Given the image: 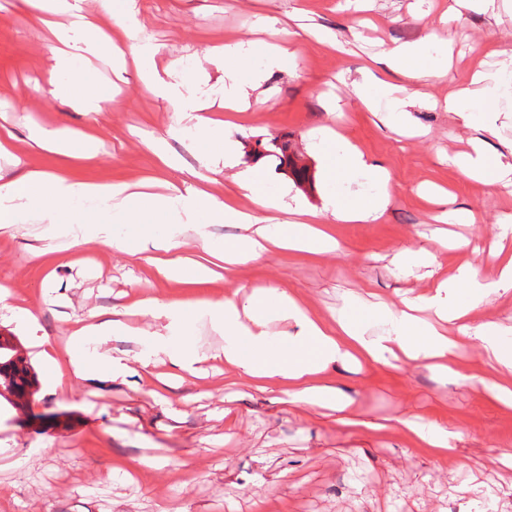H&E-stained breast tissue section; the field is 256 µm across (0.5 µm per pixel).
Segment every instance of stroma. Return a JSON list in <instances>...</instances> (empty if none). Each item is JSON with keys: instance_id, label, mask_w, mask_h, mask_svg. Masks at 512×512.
<instances>
[{"instance_id": "35a3bbf8", "label": "stroma", "mask_w": 512, "mask_h": 512, "mask_svg": "<svg viewBox=\"0 0 512 512\" xmlns=\"http://www.w3.org/2000/svg\"><path fill=\"white\" fill-rule=\"evenodd\" d=\"M453 0H116L132 9L165 55L179 58L189 90L210 99L217 117L235 124L238 167L266 157L267 189L288 192L304 206L322 209L337 191L324 175L318 153L320 128L339 130L373 163L392 175L393 202L382 219L369 224L327 220L342 250L330 255L274 252L258 265L238 266L229 280L192 286L155 279L134 252L146 231L158 232L167 216L142 210L138 223L125 224L127 252L103 247L78 254L43 248L38 224L0 232V285L25 300L38 321L24 326L0 311V337L37 375L36 392L24 408L0 397V512H512V467L496 463L512 447V410L497 405L483 381L498 374L476 346L458 364L460 380H446L424 368L391 369L371 364L336 367L337 388L354 401L362 419L346 427L311 410L292 413L247 386L236 385L222 361H210L203 376L188 378L166 392L149 395L136 374L113 377L100 368L74 376L65 363L37 358L34 343L48 337L63 344L70 320L122 307L150 295L181 302L189 312L190 334L201 351L218 350L224 339L206 319L194 316L196 302L220 300L238 287L273 284L287 289L323 318L346 299L398 301L407 290L430 287L429 279L404 275L394 264L403 249L432 253L443 269L472 266L486 275L496 225L512 219V194H493L449 166V153L467 149L475 131L452 112L413 107L408 122L416 136L369 110L352 81L392 83L409 93L443 100L467 85L478 68L497 69V54L512 53V10L491 15L479 8L448 14ZM292 29L287 63L267 70L264 48L271 30ZM49 34L35 25L20 0H0V124L16 136L24 168L62 173L76 181L112 180L136 184L147 178L185 188L199 186L196 173L207 151L205 140L173 131V112L161 96L146 92L135 71L114 78L110 67L75 62L86 83L107 100L89 118L47 91L52 65ZM249 43L247 71L266 72L257 99L243 112H226L220 73L205 61L213 44ZM424 43L448 53V74L405 80L382 60L393 46ZM46 125L77 132L72 152L60 155L34 147L33 128ZM95 126L99 141L81 139ZM163 137L177 164L162 167L146 142ZM287 138L304 155L305 183H296L268 153L273 138ZM96 151L97 161L82 160ZM434 183L450 189L459 208L477 212L476 224L436 222V204L420 188ZM467 238L470 248L448 251L440 235ZM140 338L112 334L89 341L97 352L132 359L149 346L162 325L137 316ZM57 414L54 423L38 421ZM417 415L454 425L462 433L461 469L412 447L396 419ZM386 423L369 430L368 422ZM156 458L153 466L145 458Z\"/></svg>"}]
</instances>
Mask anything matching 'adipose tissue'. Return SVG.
I'll return each mask as SVG.
<instances>
[{
    "instance_id": "ef3b65f1",
    "label": "adipose tissue",
    "mask_w": 512,
    "mask_h": 512,
    "mask_svg": "<svg viewBox=\"0 0 512 512\" xmlns=\"http://www.w3.org/2000/svg\"><path fill=\"white\" fill-rule=\"evenodd\" d=\"M30 17L45 23L47 15L64 14L69 19L65 29H54L55 41L49 50L53 65L46 75L50 93L68 99L86 114L102 111L103 99L88 89L80 76L71 74L76 57H108L115 70L134 66L145 88L164 96L177 121L192 124L206 139L212 150L200 160L208 171L218 165H233L238 143L224 121L210 116L209 101L186 89L178 59L163 55L161 49L143 45L138 40L141 27L136 16L113 14L112 0H23ZM110 17L108 28H101L102 17ZM243 44H227L207 49L205 55L224 63V75L230 80L224 90V106L233 111L245 110L249 84H261L262 75L252 83L239 80L238 71L246 56ZM388 66L410 79L441 75L426 45L393 47L386 51ZM512 76V57L502 61L498 70L478 71L472 76L479 84L477 101L460 89L449 93L445 110L463 115L477 110L487 118L484 133H495L491 119L501 113L507 76ZM355 94L370 109L385 108L392 116H405L413 96L402 86L384 84L379 94H371L367 84L355 86ZM326 145L325 166L339 190L324 211L288 207L282 198L264 190V178L256 168L236 173L223 196H215L203 188L183 192L169 184L163 195L145 198L148 209L167 214L172 232L144 237L140 251L149 273L163 280H177L189 285L212 282L216 265L225 274L237 266L261 263L274 250H300L314 254L340 251L336 238L320 226L323 215L342 223L368 224L379 220L392 198L391 176L386 167L368 163L353 143L333 128L321 132ZM471 149L451 156L450 162L467 178L483 183L492 190L512 189V162L503 154L488 153L483 136L472 138ZM367 176L380 186L373 197H365L355 189L359 176ZM251 200L253 207L245 211L236 203L238 197ZM129 186L109 180L74 182L60 174L30 169L19 176L0 174V229L15 224L45 221L46 238L68 237L71 247L126 251L118 226L128 223ZM291 211L292 220L272 223L274 211ZM235 224L241 230L235 239L225 242L223 249L210 246L206 229L211 224ZM193 232L199 250L195 257L181 256L184 235ZM425 267L433 285L426 291L403 296L399 302H377L370 305L349 303L336 317L325 320L313 315L286 289L268 284L244 297L199 301L198 316L207 318L223 335L222 351L226 365L233 368L238 382L261 393H283L289 404L297 408H327L346 427L359 425L352 412L351 400L328 382L324 374L335 364L359 360L375 364H391L400 360L414 367L432 368L443 375H455L464 342L476 343L483 355L502 373L512 374V333L499 323L486 321L473 324L472 315L490 295L512 290V253L502 255L492 277H479L471 267H459L455 273L441 272L434 257L427 252H403L399 267L409 271ZM137 311L163 321L164 331L155 335L154 352L168 354L173 377L195 373L199 363L209 361L207 353L189 345H172L171 334L185 335L188 321L181 303L163 301L153 296L138 298L128 309H113L111 314L96 313L69 324V346L65 351L74 374L80 375L100 363H107L113 376L137 371L145 384H153L155 374L151 355L138 357L136 366L125 358L105 357L87 351L90 337L113 333L137 335L128 319ZM290 323L289 332L270 335L268 314ZM404 436L418 448L438 459L465 466L457 443L461 434L454 426L419 418L399 420Z\"/></svg>"
}]
</instances>
